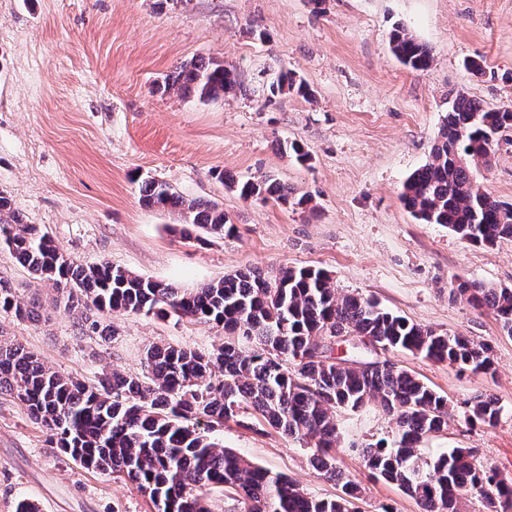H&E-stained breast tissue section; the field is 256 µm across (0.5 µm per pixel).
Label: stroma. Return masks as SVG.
Wrapping results in <instances>:
<instances>
[{
    "instance_id": "obj_1",
    "label": "stroma",
    "mask_w": 512,
    "mask_h": 512,
    "mask_svg": "<svg viewBox=\"0 0 512 512\" xmlns=\"http://www.w3.org/2000/svg\"><path fill=\"white\" fill-rule=\"evenodd\" d=\"M433 53L423 72L391 51L395 26ZM234 65L239 87L218 101L154 92L180 64ZM481 60L484 72L464 68ZM285 68L313 99L285 94L265 104L261 74ZM487 108L512 107V0H0V190L31 223L86 266L108 262L194 288L247 266L329 271L339 291L375 299L409 321L489 343L494 374L459 373L406 352L393 359L453 402L494 394L496 426L455 417L421 448L433 457L473 448L512 479V337L494 316L451 299L460 277L512 288V238L477 247L426 224L400 200L411 173L429 162L457 94ZM310 152L303 166L284 150ZM235 180L273 176L316 212L239 198ZM168 182L188 199L219 204L234 236L184 237L177 213L143 206L139 178ZM477 180L512 204V145H501ZM0 273L38 315L0 312V341L24 345L53 370L88 383L115 370L142 374L149 345L212 351L224 339L209 324L153 316L80 314L52 287L0 250ZM110 334L93 333L91 322ZM338 465L359 483L360 512H420L397 485L370 477L350 442L387 434L376 406L342 411ZM224 446L297 481L316 498L340 486L313 469L288 437L225 423ZM41 512H151L131 484L76 465L10 392L0 391V512L20 501Z\"/></svg>"
}]
</instances>
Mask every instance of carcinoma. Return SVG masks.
Returning <instances> with one entry per match:
<instances>
[{
	"label": "carcinoma",
	"mask_w": 512,
	"mask_h": 512,
	"mask_svg": "<svg viewBox=\"0 0 512 512\" xmlns=\"http://www.w3.org/2000/svg\"><path fill=\"white\" fill-rule=\"evenodd\" d=\"M393 54L415 71L428 69L431 49L403 27L390 36ZM237 86L234 66L212 58L183 63L158 92L178 90L202 101L224 98ZM265 103L283 94L311 96L288 70L262 84ZM512 129V109H486L464 94L442 120L431 161L406 180L401 201L418 220L441 224L475 246L512 238V204L491 198L475 171L491 161L500 133ZM218 177L245 201L290 203L288 187L271 176L240 183ZM141 202L176 211L186 225L231 236L235 225L216 203L188 199L147 176ZM0 248L37 279L55 288L67 309L153 315L215 325L224 341L209 353L151 345L143 375L118 371L87 385L45 366L19 343L0 344V390L19 399L61 452L80 467L110 472L147 497L154 512H210L208 494L235 492V512H357L359 486L336 464L339 411L376 403L393 416L390 436L352 448L369 473L397 485L421 512H459L460 500L477 494L486 512H512V481L477 462L472 448L436 457L421 453L429 436L454 416L448 398L386 357L410 352L472 373L493 370L491 347L467 336L413 323L360 294H343L331 275L312 266L271 275L258 267L224 275L192 289L136 275L104 262L81 266L14 207L0 191ZM452 299L490 312L512 336V289L458 280ZM0 311L27 319L33 309L0 274ZM338 336H355L381 348L385 358L364 368L333 356ZM498 399L480 393L462 402L474 425L499 419ZM232 421L259 433L273 430L310 452L326 479L342 484L333 499L309 496L287 477L255 466L217 437Z\"/></svg>",
	"instance_id": "carcinoma-1"
}]
</instances>
